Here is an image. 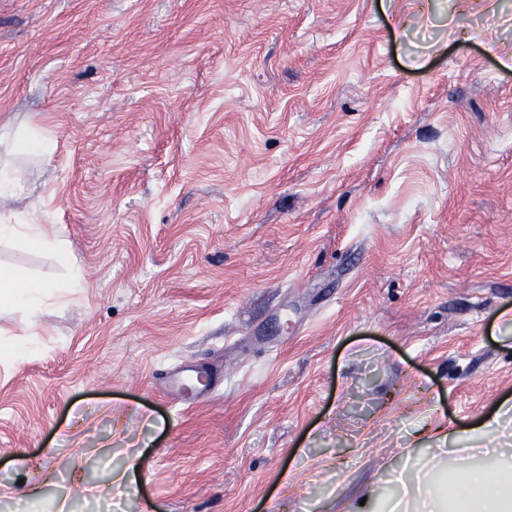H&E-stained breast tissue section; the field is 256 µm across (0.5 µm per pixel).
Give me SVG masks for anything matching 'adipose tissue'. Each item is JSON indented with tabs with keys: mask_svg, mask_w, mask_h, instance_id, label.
Here are the masks:
<instances>
[{
	"mask_svg": "<svg viewBox=\"0 0 512 512\" xmlns=\"http://www.w3.org/2000/svg\"><path fill=\"white\" fill-rule=\"evenodd\" d=\"M80 273H73L64 285L37 283L17 271H0V303L17 306L30 313L46 305L65 302L79 288ZM479 456L492 469L459 466L444 485L424 480L414 512H512V454L504 448H482Z\"/></svg>",
	"mask_w": 512,
	"mask_h": 512,
	"instance_id": "obj_1",
	"label": "adipose tissue"
}]
</instances>
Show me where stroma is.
<instances>
[{
	"label": "stroma",
	"instance_id": "35a3bbf8",
	"mask_svg": "<svg viewBox=\"0 0 512 512\" xmlns=\"http://www.w3.org/2000/svg\"><path fill=\"white\" fill-rule=\"evenodd\" d=\"M7 126L64 248L0 270L84 283L0 364V512H351L512 448V0H0ZM13 148L22 154L46 156L53 152L55 141L43 131L30 130L14 139Z\"/></svg>",
	"mask_w": 512,
	"mask_h": 512
}]
</instances>
